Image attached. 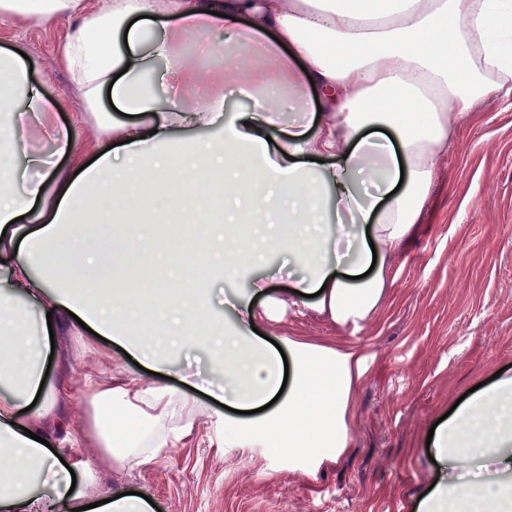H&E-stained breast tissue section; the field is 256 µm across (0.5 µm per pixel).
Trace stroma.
I'll return each instance as SVG.
<instances>
[{
	"label": "stroma",
	"instance_id": "obj_1",
	"mask_svg": "<svg viewBox=\"0 0 512 512\" xmlns=\"http://www.w3.org/2000/svg\"><path fill=\"white\" fill-rule=\"evenodd\" d=\"M75 22L41 25L20 20L0 29V48H18L32 81L62 101L61 119L90 141L113 109L107 94L88 105L56 50ZM462 132L439 164L417 230L392 264L389 286L372 318L339 325L327 315L288 305L278 320L259 324L274 341L356 347L367 371L352 397L349 450L336 461L316 452L288 456L237 437L250 414L223 408L205 390L199 425L156 460L129 469H96L88 501L116 491L139 492L158 512H414L435 466L425 452L431 426L475 385L512 366V97L495 93L460 118ZM287 253L263 249L262 261L234 277L195 280L208 294L224 332L240 330L227 304L232 295L260 306L254 276L271 294L289 292ZM62 362L50 377L70 381L68 411L75 433L92 425L83 394L88 379L117 373L148 379L144 367L113 343L70 325Z\"/></svg>",
	"mask_w": 512,
	"mask_h": 512
}]
</instances>
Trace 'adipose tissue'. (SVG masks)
Instances as JSON below:
<instances>
[{"label":"adipose tissue","instance_id":"1","mask_svg":"<svg viewBox=\"0 0 512 512\" xmlns=\"http://www.w3.org/2000/svg\"><path fill=\"white\" fill-rule=\"evenodd\" d=\"M21 17L77 21L59 62L88 101L110 90L119 115L105 124L106 139L81 143L60 129V101L31 81L21 54L0 49V512H41L37 487L57 473L68 449L84 443L67 421L71 387L45 376L50 336L74 317L159 372L169 356L150 352L148 339L172 336L176 348L206 352L222 347L216 375L225 398L244 408L279 398L263 418L286 433L279 451L311 443L339 459L349 441L352 392L366 372L361 350L291 340L283 355L233 336L216 341L211 305L185 291L187 273L161 312L127 290L104 288L112 254L74 217L87 195L110 205L146 176L177 169L202 183L213 166L224 167V204L259 229L288 219L277 244L305 269L294 290L313 296V309L338 324L363 322L428 200L438 160L457 134L454 118L491 93L512 94V0H112L106 10L88 0H0V26ZM216 30L251 46L252 62L231 54L221 79L260 103L229 122L222 96L187 97L211 77L179 53L185 35ZM98 31L110 35L109 49L95 39ZM155 57L181 96L143 84ZM310 84L326 115L319 132L281 126L284 92L300 97ZM33 121L52 134L50 156L27 146L24 130ZM200 127L224 135L196 138ZM374 128L390 143L373 138ZM275 135L281 141L272 151L267 140ZM321 156L336 162L314 171L307 161ZM193 204L209 213L195 265L248 266L246 249L225 261L217 210L200 195ZM51 249L67 263L86 260L84 276L64 282L39 274ZM33 309L50 315L51 333L29 335ZM287 355L294 361L288 386ZM86 391L93 405L126 409L150 428L147 445L119 448L114 431L94 425V441L122 466L155 460L194 426L196 399L164 385L116 377L107 385L88 381ZM428 454L436 473L417 512H512V375L459 405L435 429ZM484 466L489 478L449 488V473Z\"/></svg>","mask_w":512,"mask_h":512}]
</instances>
